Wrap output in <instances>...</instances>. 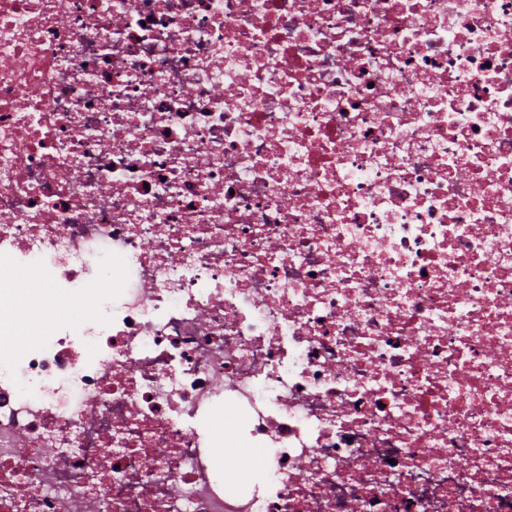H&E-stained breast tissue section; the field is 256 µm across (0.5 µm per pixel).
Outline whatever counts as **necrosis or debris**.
I'll return each instance as SVG.
<instances>
[{
  "instance_id": "4bbe7bcc",
  "label": "necrosis or debris",
  "mask_w": 512,
  "mask_h": 512,
  "mask_svg": "<svg viewBox=\"0 0 512 512\" xmlns=\"http://www.w3.org/2000/svg\"><path fill=\"white\" fill-rule=\"evenodd\" d=\"M0 255V512H512V0H0Z\"/></svg>"
}]
</instances>
